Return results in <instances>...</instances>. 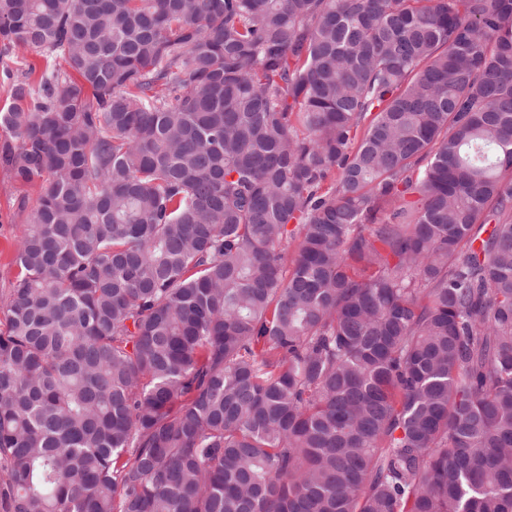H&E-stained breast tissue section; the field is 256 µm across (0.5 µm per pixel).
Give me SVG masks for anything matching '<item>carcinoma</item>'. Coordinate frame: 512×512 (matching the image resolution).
I'll return each instance as SVG.
<instances>
[{
    "label": "carcinoma",
    "mask_w": 512,
    "mask_h": 512,
    "mask_svg": "<svg viewBox=\"0 0 512 512\" xmlns=\"http://www.w3.org/2000/svg\"><path fill=\"white\" fill-rule=\"evenodd\" d=\"M3 512H512V0H0ZM46 60L40 52L30 49H19L10 55V57H3L0 60V109H6L11 102L9 85L14 78H23L24 73L27 71L29 65L36 68L37 76L39 71L45 66ZM4 69H7L12 79H8ZM38 185H22L0 167V299L6 298L17 274L15 254L28 224L26 217L38 197ZM26 197L27 209L19 210L18 203Z\"/></svg>",
    "instance_id": "carcinoma-1"
}]
</instances>
